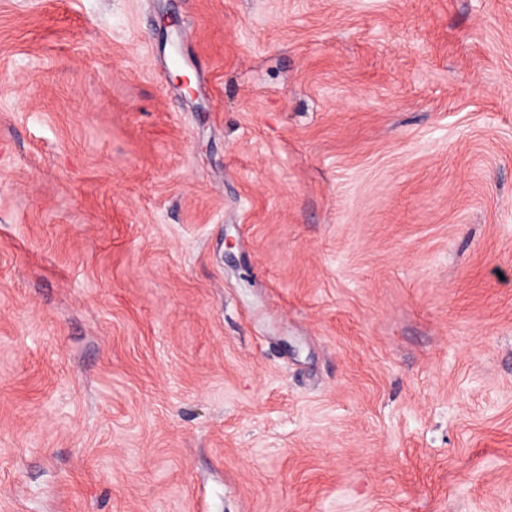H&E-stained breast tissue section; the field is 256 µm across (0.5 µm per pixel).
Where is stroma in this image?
I'll list each match as a JSON object with an SVG mask.
<instances>
[{
	"label": "stroma",
	"mask_w": 512,
	"mask_h": 512,
	"mask_svg": "<svg viewBox=\"0 0 512 512\" xmlns=\"http://www.w3.org/2000/svg\"><path fill=\"white\" fill-rule=\"evenodd\" d=\"M0 512H512V0H0Z\"/></svg>",
	"instance_id": "1"
}]
</instances>
